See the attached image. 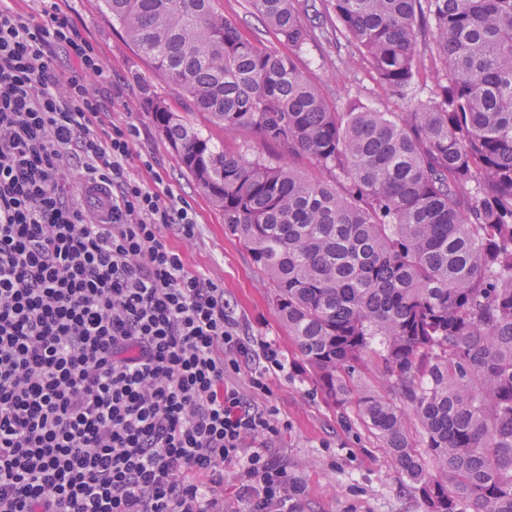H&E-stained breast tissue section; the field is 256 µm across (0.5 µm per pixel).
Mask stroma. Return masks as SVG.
Returning <instances> with one entry per match:
<instances>
[{
	"instance_id": "1",
	"label": "stroma",
	"mask_w": 512,
	"mask_h": 512,
	"mask_svg": "<svg viewBox=\"0 0 512 512\" xmlns=\"http://www.w3.org/2000/svg\"><path fill=\"white\" fill-rule=\"evenodd\" d=\"M57 2L101 59L105 78L89 79L88 84L103 110L114 120L138 127L136 157L155 156L166 184L198 215L197 238L174 242L188 269L218 279L245 342L272 344L286 364L284 371L269 374V392L261 403L274 409L279 419V431L268 441L271 452L287 461L289 474L305 488L301 512H424L421 500L403 486L381 442L361 423L341 418L316 393L280 321L266 279L248 250L225 228L222 211L180 166L151 113L124 109L126 102L139 99L144 82L177 112L185 109L181 95L137 56L123 31L106 15L102 0ZM215 7L235 20L246 36L259 37L282 54H295L298 67L333 106L341 109L356 101L383 112L398 111L399 98L382 93L376 73L355 47L336 48L317 40L295 51L277 41L253 14L248 0H216ZM136 157L129 162L135 175L140 172Z\"/></svg>"
}]
</instances>
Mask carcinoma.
Segmentation results:
<instances>
[{
	"instance_id": "1",
	"label": "carcinoma",
	"mask_w": 512,
	"mask_h": 512,
	"mask_svg": "<svg viewBox=\"0 0 512 512\" xmlns=\"http://www.w3.org/2000/svg\"><path fill=\"white\" fill-rule=\"evenodd\" d=\"M214 2L103 0L188 109L276 161L215 143L149 86L140 108L268 278L315 390L353 407L425 512H512V0H250L296 50L354 45L401 112L334 109ZM428 66L445 81L414 104Z\"/></svg>"
}]
</instances>
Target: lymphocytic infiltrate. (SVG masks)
<instances>
[{
  "label": "lymphocytic infiltrate",
  "instance_id": "f902f5d3",
  "mask_svg": "<svg viewBox=\"0 0 512 512\" xmlns=\"http://www.w3.org/2000/svg\"><path fill=\"white\" fill-rule=\"evenodd\" d=\"M103 74L58 4L0 0V512H224L228 468L250 512H300L254 447L276 411L227 381L248 349L224 288L165 236L198 216L154 156L130 175L137 130L86 84Z\"/></svg>",
  "mask_w": 512,
  "mask_h": 512
}]
</instances>
